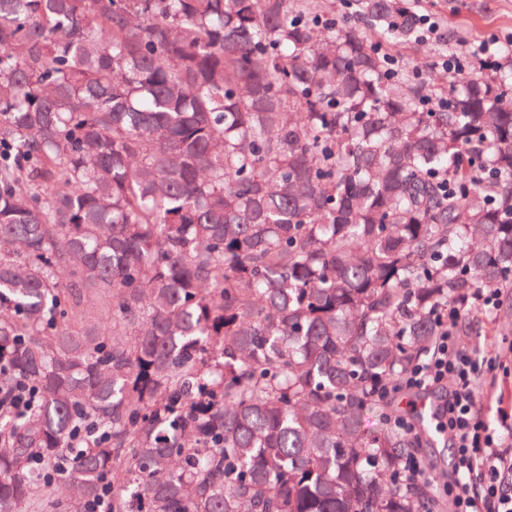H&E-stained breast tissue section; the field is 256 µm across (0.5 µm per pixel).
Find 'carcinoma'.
<instances>
[{"instance_id":"carcinoma-1","label":"carcinoma","mask_w":512,"mask_h":512,"mask_svg":"<svg viewBox=\"0 0 512 512\" xmlns=\"http://www.w3.org/2000/svg\"><path fill=\"white\" fill-rule=\"evenodd\" d=\"M326 15L0 0V394L37 390L0 416V512L68 484L111 512L428 502L378 389L512 289V59L433 93L387 72L403 0ZM89 296L112 325L77 328ZM96 434L86 432L79 436L76 441L72 444L71 448H66L62 454L60 465L63 468L72 469L76 466L81 453L85 451V448L95 444ZM84 448V449H83Z\"/></svg>"}]
</instances>
